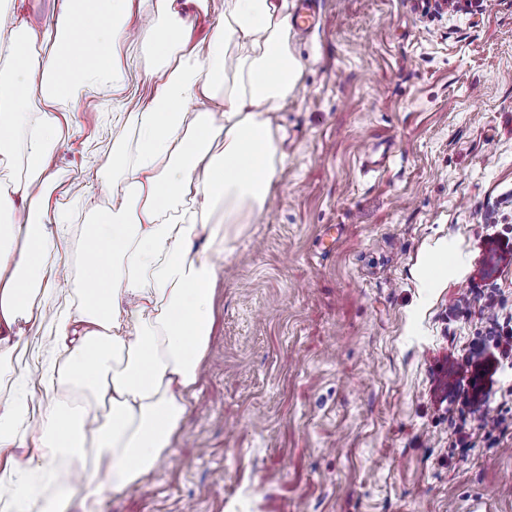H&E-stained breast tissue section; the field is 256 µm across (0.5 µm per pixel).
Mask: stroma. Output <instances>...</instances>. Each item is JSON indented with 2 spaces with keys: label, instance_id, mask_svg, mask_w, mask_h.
Listing matches in <instances>:
<instances>
[{
  "label": "stroma",
  "instance_id": "35a3bbf8",
  "mask_svg": "<svg viewBox=\"0 0 512 512\" xmlns=\"http://www.w3.org/2000/svg\"><path fill=\"white\" fill-rule=\"evenodd\" d=\"M319 0L277 115L276 198L224 263L217 324L171 452L99 512H512V0ZM150 86L71 109L55 167L83 172ZM448 246L453 275L422 287ZM497 357L473 405L472 358Z\"/></svg>",
  "mask_w": 512,
  "mask_h": 512
}]
</instances>
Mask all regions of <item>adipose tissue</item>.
<instances>
[{
    "label": "adipose tissue",
    "mask_w": 512,
    "mask_h": 512,
    "mask_svg": "<svg viewBox=\"0 0 512 512\" xmlns=\"http://www.w3.org/2000/svg\"><path fill=\"white\" fill-rule=\"evenodd\" d=\"M36 24L17 0L0 7V374L18 398L0 404V512H66L73 495L60 462L83 466V512L106 487L141 482L179 438L216 324L217 259L233 232L268 206L278 178L280 130L272 116L293 96L300 69L288 0H224L207 38L193 40L179 0H55ZM146 22L151 66L117 57ZM155 86L128 113L131 143L86 171L111 188L93 214L77 280L51 256L66 240L67 192L52 170L72 103L131 81ZM197 110H190V103ZM73 297L54 314L57 288ZM50 320L53 360L40 386L65 392L30 416L31 385L16 364L23 327Z\"/></svg>",
    "instance_id": "obj_1"
}]
</instances>
